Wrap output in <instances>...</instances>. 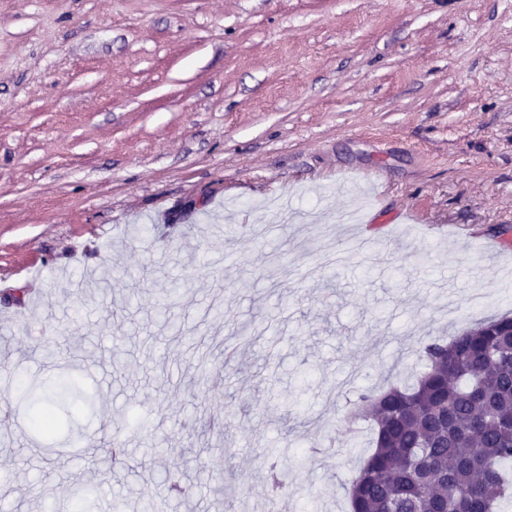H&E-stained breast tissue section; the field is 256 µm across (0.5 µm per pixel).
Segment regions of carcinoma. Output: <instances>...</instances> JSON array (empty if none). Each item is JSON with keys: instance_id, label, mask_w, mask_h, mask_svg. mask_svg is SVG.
Here are the masks:
<instances>
[{"instance_id": "obj_1", "label": "carcinoma", "mask_w": 512, "mask_h": 512, "mask_svg": "<svg viewBox=\"0 0 512 512\" xmlns=\"http://www.w3.org/2000/svg\"><path fill=\"white\" fill-rule=\"evenodd\" d=\"M425 371L410 385L358 396L345 421L370 419L371 452L348 490L350 512H499L512 497V317L486 320L449 342L419 343ZM59 379L49 400L72 395ZM272 497L288 490L269 468ZM183 497L193 486L165 477Z\"/></svg>"}]
</instances>
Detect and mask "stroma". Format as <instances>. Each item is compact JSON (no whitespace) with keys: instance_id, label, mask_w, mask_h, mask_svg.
I'll return each mask as SVG.
<instances>
[{"instance_id":"obj_1","label":"stroma","mask_w":512,"mask_h":512,"mask_svg":"<svg viewBox=\"0 0 512 512\" xmlns=\"http://www.w3.org/2000/svg\"><path fill=\"white\" fill-rule=\"evenodd\" d=\"M500 316L512 0H0V512H268L273 460L348 512L352 403ZM63 376L46 435L16 384Z\"/></svg>"}]
</instances>
